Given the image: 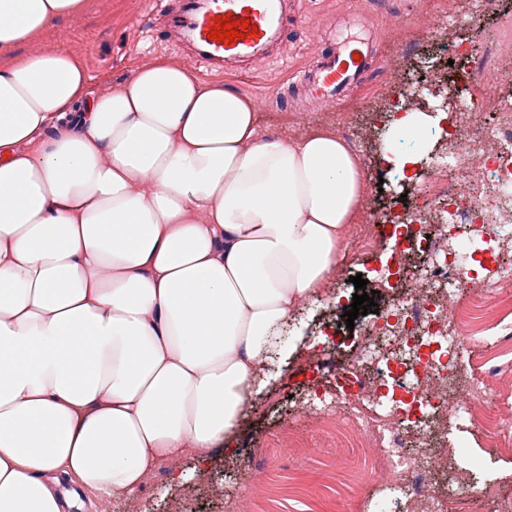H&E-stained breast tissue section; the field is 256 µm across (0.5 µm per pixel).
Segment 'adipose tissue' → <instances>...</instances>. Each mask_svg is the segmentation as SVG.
<instances>
[{
  "label": "adipose tissue",
  "instance_id": "adipose-tissue-1",
  "mask_svg": "<svg viewBox=\"0 0 512 512\" xmlns=\"http://www.w3.org/2000/svg\"><path fill=\"white\" fill-rule=\"evenodd\" d=\"M84 0H0V512L137 493L230 440L267 338L315 303L362 195L336 135L160 59L90 97L22 43Z\"/></svg>",
  "mask_w": 512,
  "mask_h": 512
}]
</instances>
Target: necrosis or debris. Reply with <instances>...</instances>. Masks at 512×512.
I'll use <instances>...</instances> for the list:
<instances>
[{"mask_svg": "<svg viewBox=\"0 0 512 512\" xmlns=\"http://www.w3.org/2000/svg\"><path fill=\"white\" fill-rule=\"evenodd\" d=\"M459 98L444 155L399 215L408 248L427 263L431 286L399 293L392 311L365 324L360 335L328 341L336 361V403L304 412L319 425L334 419L353 432L368 473L362 492L392 489L410 512H451L455 500L471 491L448 436V383L467 366L478 333L495 322L497 298H512L511 267L496 265L488 279L474 281L463 241L448 240L459 228L486 235L499 247L505 243L502 230L512 224V94L464 87ZM487 112L492 122L481 123ZM381 337L393 347L385 378L395 387L387 408L380 405L383 378L345 356L350 348L364 354ZM436 469L453 471L456 487L440 490L432 478Z\"/></svg>", "mask_w": 512, "mask_h": 512, "instance_id": "necrosis-or-debris-1", "label": "necrosis or debris"}]
</instances>
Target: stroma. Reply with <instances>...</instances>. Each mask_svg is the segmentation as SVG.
Segmentation results:
<instances>
[{
	"label": "stroma",
	"mask_w": 512,
	"mask_h": 512,
	"mask_svg": "<svg viewBox=\"0 0 512 512\" xmlns=\"http://www.w3.org/2000/svg\"><path fill=\"white\" fill-rule=\"evenodd\" d=\"M167 0H86L85 8L41 33L25 49L29 52L63 50L78 59L88 77V89L100 94L114 89L138 69L163 58L192 71L208 84H221L249 99L256 116L258 132L266 139L289 138L297 141L307 133L330 131L333 121H345L356 142L365 181L382 183L372 192L369 205L380 223L379 237L371 250L356 251L343 242L337 256L334 279L323 288L326 300L287 329L286 338L266 371L268 388L257 403L247 408L234 429L230 447L209 449L206 462L195 456L181 459L180 482L168 473H151L141 490L121 499L95 500L90 512H168L171 500L184 502L188 512H225L226 496L244 495L238 512H403L398 494L382 493L372 506H365L356 487L360 478L356 460L362 451L354 436L336 429H323L298 417L302 406L317 399L336 398L333 377L320 371L315 382L305 381L302 370L312 360L317 345L326 342L336 324L344 322L345 308L352 302L354 276H362L375 290L378 311H387L390 297L381 293L382 272L387 266L401 268L398 289L418 283L423 264L418 254L391 244L393 221L398 211L393 201L401 183L419 184L420 176L400 166L382 162L380 148L370 134L381 130L394 138L391 107L392 87L412 76L425 57L447 62L456 45L478 42V56L493 51L501 25L512 24V7L506 0H493L489 10H481L478 0H293L284 22L285 51L270 48L271 59L249 73H230L210 68L188 58L190 46L174 41L163 21ZM365 13L380 36L378 52L363 88L343 101L309 108L298 98L302 68L315 54L332 51L333 40L321 38V31L334 25L336 13ZM440 17L443 34L439 39L418 44L411 58H403L405 42L412 39L427 15ZM400 58L394 84H387L388 58ZM512 315L481 338L474 354L475 378L500 393V423L496 428L497 457L485 451V438L472 430L454 432L459 453L456 464L471 473L476 488L507 478L512 492ZM285 434L297 451L270 462L263 468L262 480L248 486L253 467L241 451L262 448L274 436Z\"/></svg>",
	"instance_id": "35a3bbf8"
}]
</instances>
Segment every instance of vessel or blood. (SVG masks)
Wrapping results in <instances>:
<instances>
[{
	"instance_id": "b4317fda",
	"label": "vessel or blood",
	"mask_w": 512,
	"mask_h": 512,
	"mask_svg": "<svg viewBox=\"0 0 512 512\" xmlns=\"http://www.w3.org/2000/svg\"><path fill=\"white\" fill-rule=\"evenodd\" d=\"M250 20L258 31L235 44L209 39L217 17ZM281 0H184L172 19L176 31L195 48L198 56L217 68L252 66L265 60L269 46L278 43L283 31ZM372 60L369 40L345 41L337 50L321 56L316 69L305 79L306 103L315 107L328 100L341 101L364 84Z\"/></svg>"
}]
</instances>
